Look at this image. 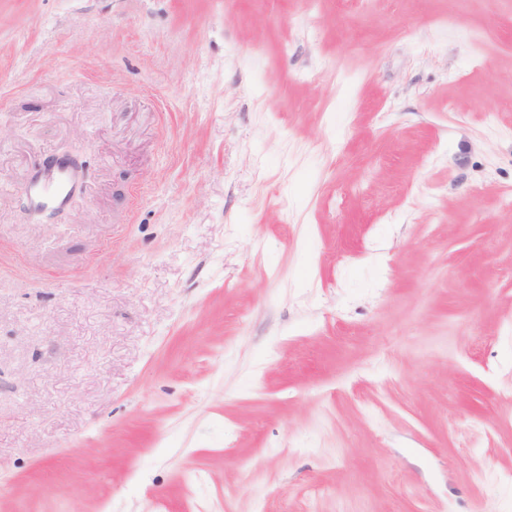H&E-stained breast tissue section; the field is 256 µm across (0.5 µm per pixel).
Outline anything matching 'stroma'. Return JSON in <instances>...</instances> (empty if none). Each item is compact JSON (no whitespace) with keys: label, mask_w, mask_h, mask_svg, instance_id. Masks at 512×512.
<instances>
[{"label":"stroma","mask_w":512,"mask_h":512,"mask_svg":"<svg viewBox=\"0 0 512 512\" xmlns=\"http://www.w3.org/2000/svg\"><path fill=\"white\" fill-rule=\"evenodd\" d=\"M508 186L512 0H0V512H512ZM79 187L78 174L68 162L60 161L48 173L32 179L26 186V195L35 210L64 209Z\"/></svg>","instance_id":"stroma-1"}]
</instances>
